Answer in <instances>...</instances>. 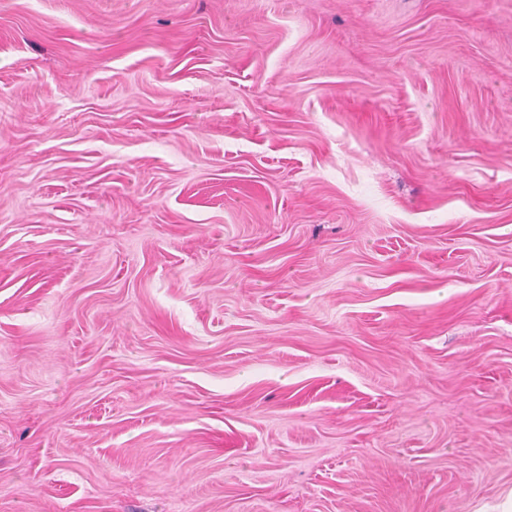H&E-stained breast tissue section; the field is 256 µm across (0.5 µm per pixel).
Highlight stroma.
I'll use <instances>...</instances> for the list:
<instances>
[{
    "label": "stroma",
    "instance_id": "1",
    "mask_svg": "<svg viewBox=\"0 0 512 512\" xmlns=\"http://www.w3.org/2000/svg\"><path fill=\"white\" fill-rule=\"evenodd\" d=\"M511 489L512 0H0V512Z\"/></svg>",
    "mask_w": 512,
    "mask_h": 512
}]
</instances>
